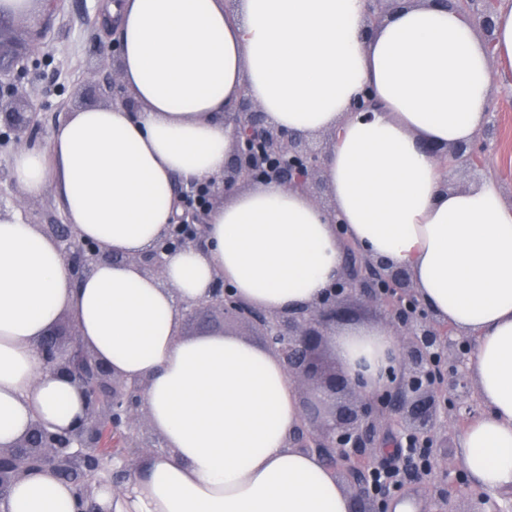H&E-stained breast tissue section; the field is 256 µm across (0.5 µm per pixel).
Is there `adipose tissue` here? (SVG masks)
I'll list each match as a JSON object with an SVG mask.
<instances>
[{
	"mask_svg": "<svg viewBox=\"0 0 512 512\" xmlns=\"http://www.w3.org/2000/svg\"><path fill=\"white\" fill-rule=\"evenodd\" d=\"M110 13L140 110L69 112L47 150L12 157L29 194L54 185L82 236L117 254L146 250L172 220L176 179L223 174L224 115L244 92L283 128L334 132L324 179L335 211L255 184L213 208L209 249L168 256L163 279L104 263L78 285L37 225L0 215V447L34 420L65 427L83 411L36 352L65 312L92 354L146 381L166 446L123 493L96 489L103 512H351L335 473L289 443L299 396L277 357L229 335L178 334L184 303L203 299L218 274L267 311L314 301L340 273L347 240L407 269L419 300L474 338L467 376L483 410L459 456L482 489L512 488V205L491 177L445 188V169L423 150L470 142L488 121L495 86L472 23L433 0H404L369 34L364 0H237L231 10L224 0H118ZM367 86L379 110L350 111ZM330 343L342 369L373 388L400 345L384 324L340 329ZM0 512L77 507L62 480L35 473Z\"/></svg>",
	"mask_w": 512,
	"mask_h": 512,
	"instance_id": "adipose-tissue-1",
	"label": "adipose tissue"
}]
</instances>
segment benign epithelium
<instances>
[{
  "instance_id": "obj_1",
  "label": "benign epithelium",
  "mask_w": 512,
  "mask_h": 512,
  "mask_svg": "<svg viewBox=\"0 0 512 512\" xmlns=\"http://www.w3.org/2000/svg\"><path fill=\"white\" fill-rule=\"evenodd\" d=\"M466 14L484 34L488 47L495 43L494 0H433ZM402 0H366L365 31L376 28ZM112 101L128 110L137 109L126 93L121 70L112 73L106 85ZM375 109L374 92L366 86L352 100L353 112ZM7 125L22 136L34 123L33 104L4 113ZM233 125L234 148L220 180H189L175 185L176 211L173 223L153 246L139 253L116 256L112 249L80 235L73 224L53 221L41 225L42 231L56 243L79 284L102 263L120 261L161 277L167 256L188 248L207 247L206 227L219 193H227L238 183H275L300 189L308 194L321 181L326 149L310 142L299 132L274 124L267 114L242 95L237 110L224 118ZM493 131L478 139L459 143L444 150L436 144L427 147L452 173L476 174L483 170ZM343 265L340 275L313 304L269 312L242 300L234 288L215 278L207 297L183 305V316L190 321L200 308L217 307L223 316L247 321L261 330L265 346L282 363L288 378L302 387L299 400L302 424L291 441L324 461H333V470L349 480L354 494L351 512H387L391 487L375 482L377 471L394 466L392 458L373 452L381 430L396 433L409 423L406 438L419 448H432L440 425V413L448 411V401L469 395L464 366L470 341L455 337L447 324L438 321L421 303L409 272L380 259L375 260L348 241H343ZM359 295L383 309L400 337L402 351L397 370H389V384L377 391L365 389L362 377L354 379L344 372L329 371L318 351L327 342L342 303ZM41 369L64 377L81 394L83 416L75 419L62 435L39 421L9 448H0V499L11 486L27 475L47 470L60 471L84 462L101 447L102 415L125 440L131 452L113 455L105 477L91 473V480L119 486L134 482L140 456L156 451L139 439V418L144 402L145 383L116 374L84 349L76 323L66 339L54 330L37 342ZM435 457L401 462L405 478L431 474Z\"/></svg>"
}]
</instances>
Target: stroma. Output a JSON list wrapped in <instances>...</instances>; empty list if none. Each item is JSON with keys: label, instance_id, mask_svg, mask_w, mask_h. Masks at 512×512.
Listing matches in <instances>:
<instances>
[{"label": "stroma", "instance_id": "obj_1", "mask_svg": "<svg viewBox=\"0 0 512 512\" xmlns=\"http://www.w3.org/2000/svg\"><path fill=\"white\" fill-rule=\"evenodd\" d=\"M110 0H65L45 28L46 49L32 55L15 77L20 95L38 105L40 124L31 133L15 137L0 121V207H21L35 220L46 223L62 216L54 187L33 196L14 181L9 159L19 149H47L57 117L107 102L104 88L112 79L111 30L103 28L101 15ZM497 128V143L487 154V173L500 184L504 198L512 197V90L496 95L490 116ZM462 428L456 422L442 427L438 438L447 449H435L441 461L432 476L404 481L397 496L414 500L418 512H442L443 496H450L455 512H473L485 494L473 481H460L463 465L457 452Z\"/></svg>", "mask_w": 512, "mask_h": 512}]
</instances>
